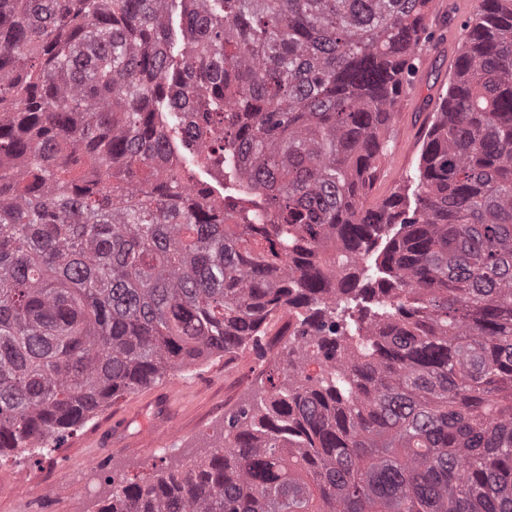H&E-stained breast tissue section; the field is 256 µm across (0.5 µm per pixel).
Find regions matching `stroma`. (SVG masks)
Returning <instances> with one entry per match:
<instances>
[{"label":"stroma","instance_id":"obj_1","mask_svg":"<svg viewBox=\"0 0 512 512\" xmlns=\"http://www.w3.org/2000/svg\"><path fill=\"white\" fill-rule=\"evenodd\" d=\"M432 9L442 25L428 33L413 85L394 116L390 153L367 199L372 206L416 172L425 123L438 112L460 54L461 22L475 7L471 0H433ZM282 325L279 317L265 325L264 355L247 350L209 357L117 397L49 456L10 451L0 464V512H100L113 481L151 480L171 465L205 457L225 412L287 377L286 351L276 339ZM91 475L95 490L78 494Z\"/></svg>","mask_w":512,"mask_h":512}]
</instances>
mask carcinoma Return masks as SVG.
I'll return each mask as SVG.
<instances>
[{"mask_svg": "<svg viewBox=\"0 0 512 512\" xmlns=\"http://www.w3.org/2000/svg\"><path fill=\"white\" fill-rule=\"evenodd\" d=\"M482 2L414 189L367 207L431 0H0V458L303 307L288 382L100 512H512V0ZM211 166L266 207L196 194Z\"/></svg>", "mask_w": 512, "mask_h": 512, "instance_id": "1", "label": "carcinoma"}]
</instances>
